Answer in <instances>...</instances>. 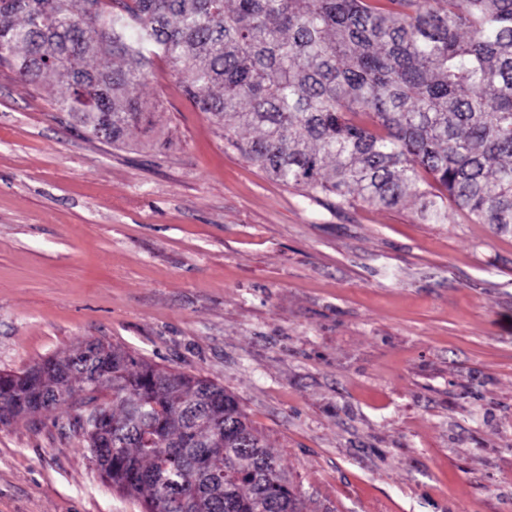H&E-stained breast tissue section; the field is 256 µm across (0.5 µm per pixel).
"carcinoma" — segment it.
Masks as SVG:
<instances>
[{"label": "carcinoma", "instance_id": "obj_1", "mask_svg": "<svg viewBox=\"0 0 512 512\" xmlns=\"http://www.w3.org/2000/svg\"><path fill=\"white\" fill-rule=\"evenodd\" d=\"M158 60L275 181L512 232V0H0V64L117 148L165 135L137 94ZM59 409L143 512H302L208 379L100 342L0 374L1 424Z\"/></svg>", "mask_w": 512, "mask_h": 512}]
</instances>
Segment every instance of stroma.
<instances>
[{"label": "stroma", "mask_w": 512, "mask_h": 512, "mask_svg": "<svg viewBox=\"0 0 512 512\" xmlns=\"http://www.w3.org/2000/svg\"><path fill=\"white\" fill-rule=\"evenodd\" d=\"M0 67V373L87 341L234 394L304 512H512V233L311 198L165 62L116 149ZM0 512H142L62 412L0 424Z\"/></svg>", "instance_id": "obj_1"}]
</instances>
